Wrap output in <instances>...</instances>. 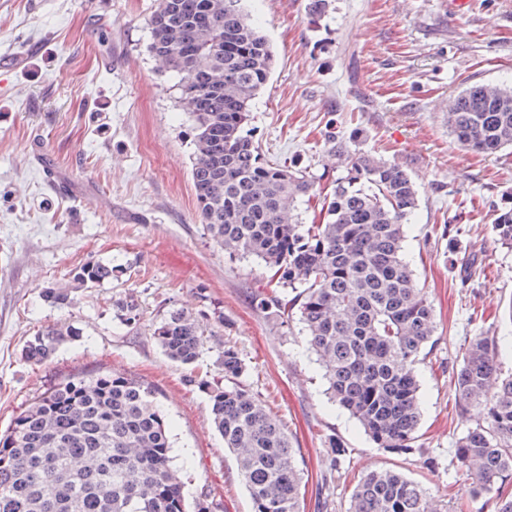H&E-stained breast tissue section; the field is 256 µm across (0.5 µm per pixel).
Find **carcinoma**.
<instances>
[{
    "instance_id": "obj_1",
    "label": "carcinoma",
    "mask_w": 512,
    "mask_h": 512,
    "mask_svg": "<svg viewBox=\"0 0 512 512\" xmlns=\"http://www.w3.org/2000/svg\"><path fill=\"white\" fill-rule=\"evenodd\" d=\"M149 51L179 77L178 103L192 118L191 179L209 239L230 259L255 256L283 289L257 294L267 318L300 316L307 342L325 371L327 391L388 452L437 460L416 445L420 423L416 366L436 332L434 310L403 257L405 226L418 206L409 173L395 163L331 141L345 172L327 178L321 223L294 217L298 199L314 190L306 169L275 162L245 130L252 101L274 63L271 46L244 11L243 0H157L148 18ZM448 128L477 153L512 147V86L474 84L448 104ZM494 232L512 248V202L499 208ZM113 266L89 259L73 272L76 287L112 279ZM70 288L46 287L50 307L70 304ZM122 324L143 317L131 296L116 301ZM73 335L57 323L26 342V360L43 363ZM152 336L185 366L217 353L216 374L201 382L224 447L235 455L251 512H299L301 469L288 433L240 385L244 360L236 347H213L209 324L181 309L167 311ZM498 337L470 340L453 373L462 409L484 421L456 442L464 492L512 512L501 488L512 481V373L500 370ZM331 466L347 455L326 439ZM165 414L156 390L135 377L82 371L53 384L0 433V512H213L205 495L188 503L172 465ZM347 512H428L426 492L392 470L358 480Z\"/></svg>"
}]
</instances>
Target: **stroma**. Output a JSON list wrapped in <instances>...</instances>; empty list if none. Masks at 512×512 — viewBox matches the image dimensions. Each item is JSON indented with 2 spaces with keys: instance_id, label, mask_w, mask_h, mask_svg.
Here are the masks:
<instances>
[{
  "instance_id": "stroma-1",
  "label": "stroma",
  "mask_w": 512,
  "mask_h": 512,
  "mask_svg": "<svg viewBox=\"0 0 512 512\" xmlns=\"http://www.w3.org/2000/svg\"><path fill=\"white\" fill-rule=\"evenodd\" d=\"M307 0H248L275 63L248 127L263 153L313 176H340L330 139L399 164L419 189L404 255L435 311V344L420 367L421 447L426 469L378 448L327 392L299 320L273 323L257 293L275 292L253 257L228 259L202 229L190 177L192 122L177 78L148 51L155 0H0V431L65 376L109 370L153 384L169 422L171 455L189 496L217 512H251L233 455L215 430L208 396L187 381L152 336L168 309L211 322L217 343L246 363L241 377L280 420L303 461L300 512H346L358 479L391 468L419 482L430 505L479 512L455 481L454 444L481 422L460 411L451 382L472 336L512 341V249L494 233L512 198V149L460 146L448 130L449 100L481 83H512V0H332L313 24ZM71 184L57 196L40 156ZM472 260L471 275L448 261ZM118 269L109 282L74 290L68 307L44 305L42 288L68 284L88 259ZM134 296L138 329L120 326L112 302ZM75 327L44 364L25 342L41 326ZM349 453L331 464L327 436ZM336 472L333 490L322 478Z\"/></svg>"
}]
</instances>
